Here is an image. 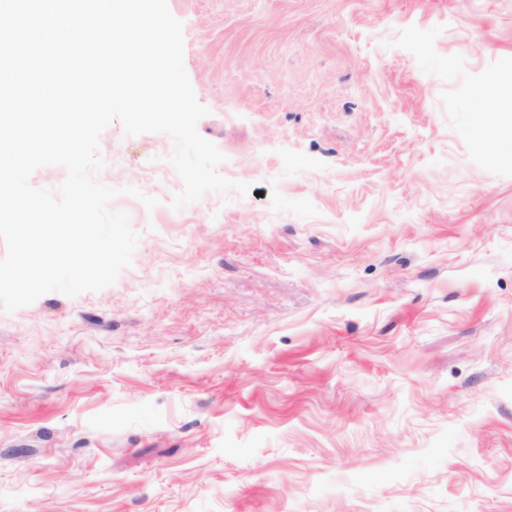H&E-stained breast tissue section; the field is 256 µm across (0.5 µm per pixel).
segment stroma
Returning <instances> with one entry per match:
<instances>
[{
  "instance_id": "obj_1",
  "label": "stroma",
  "mask_w": 512,
  "mask_h": 512,
  "mask_svg": "<svg viewBox=\"0 0 512 512\" xmlns=\"http://www.w3.org/2000/svg\"><path fill=\"white\" fill-rule=\"evenodd\" d=\"M249 183L158 198L98 292L0 311V512H512V0H167Z\"/></svg>"
}]
</instances>
